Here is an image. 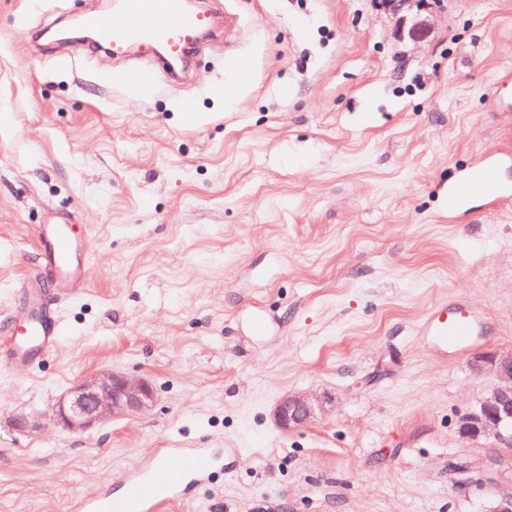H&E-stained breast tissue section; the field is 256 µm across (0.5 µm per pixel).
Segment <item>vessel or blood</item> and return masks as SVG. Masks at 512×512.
Masks as SVG:
<instances>
[{
    "label": "vessel or blood",
    "instance_id": "b4317fda",
    "mask_svg": "<svg viewBox=\"0 0 512 512\" xmlns=\"http://www.w3.org/2000/svg\"><path fill=\"white\" fill-rule=\"evenodd\" d=\"M84 24L97 35L96 49L107 51L113 60L125 61L130 53L144 58L141 66L121 71L120 80L143 87L154 80L148 61L163 54L175 62L216 25V16L205 9H187L183 0H115L107 11L88 10ZM512 162V149L503 148L484 158L468 175L448 186L447 207L456 212L467 202L481 199L496 203L512 197V187L501 179V168ZM44 241L42 261L59 287L83 283L84 276L75 256V245L66 225L45 226L39 232ZM26 302L18 319L20 331L0 336V364L36 362L57 342L58 317L46 309L40 290L25 284ZM474 316L465 309L434 308L421 330L441 347H456L472 335ZM219 468L215 455L206 448H171L154 458L125 480L119 493L96 491L75 506L76 512H164L177 502L191 484L209 482Z\"/></svg>",
    "mask_w": 512,
    "mask_h": 512
}]
</instances>
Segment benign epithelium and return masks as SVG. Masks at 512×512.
Masks as SVG:
<instances>
[{
	"mask_svg": "<svg viewBox=\"0 0 512 512\" xmlns=\"http://www.w3.org/2000/svg\"><path fill=\"white\" fill-rule=\"evenodd\" d=\"M395 21L402 41L422 43L432 34L428 17L421 12L426 0H377ZM475 372H491L497 384L482 399L479 410L458 428L465 440H487L502 451L500 461L512 464V352L483 351L471 359ZM155 401L152 385L116 372L84 377L58 402L57 419L74 431H83L107 419L137 414ZM326 399L304 393H287L277 403L275 418L286 430L303 427L321 415Z\"/></svg>",
	"mask_w": 512,
	"mask_h": 512,
	"instance_id": "benign-epithelium-1",
	"label": "benign epithelium"
}]
</instances>
